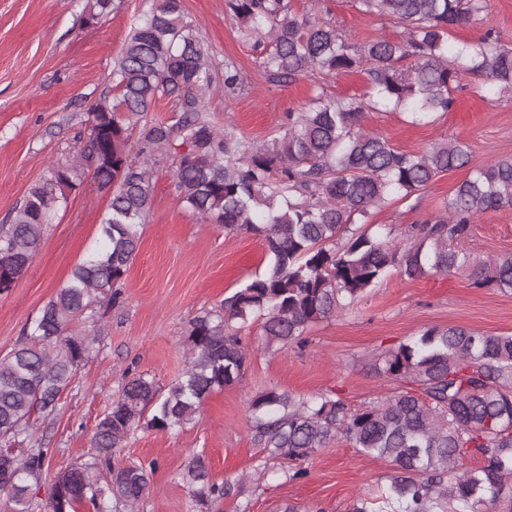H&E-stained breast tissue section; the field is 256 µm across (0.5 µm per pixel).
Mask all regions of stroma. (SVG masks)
<instances>
[{
  "label": "stroma",
  "mask_w": 512,
  "mask_h": 512,
  "mask_svg": "<svg viewBox=\"0 0 512 512\" xmlns=\"http://www.w3.org/2000/svg\"><path fill=\"white\" fill-rule=\"evenodd\" d=\"M90 0H0V220L21 200L50 163L71 157L86 131L87 113L111 83V73L147 0H112L96 26L84 17ZM209 50L215 82L205 104L217 128L240 137L273 135L324 88L328 95L358 97L367 91L361 72L311 74L286 86L271 85L253 62L248 42L224 12V0H183ZM330 16L350 37L364 41L402 33L400 24L359 14L353 0H325ZM512 46V0H490L486 21L454 28L451 43L480 44L487 29ZM233 59L247 88L224 95V61ZM451 111L417 121L401 112L366 113L362 127L403 151L419 152L444 140L465 143L474 163L512 159V91L494 92L481 77L465 75ZM175 166L162 159L139 252L119 306L96 308L84 329H97L100 344L78 368L58 414L38 435L53 448L51 472L86 460L91 436L126 371L149 374L165 387L187 365V328L202 310L262 273L267 264L260 237L210 224L181 206L173 186ZM470 167L436 177L408 198L371 209L372 232L404 239L411 226L437 214ZM110 194L87 186L71 194L47 236L8 292L0 294V355L18 343L24 328L55 296L98 237ZM478 260L512 254V209L490 211L460 243ZM462 327L512 335V291L472 287L466 274L429 275L413 282L388 274L357 302L309 326L305 346H266L259 324L243 328L248 370L242 381L211 393L192 424L175 432L141 430L128 441L131 460L157 461L153 494L139 512H350L357 497L376 496L391 472L388 463L359 453L344 438L312 456L309 477L287 483L264 468L252 441L248 402L277 387L300 397L336 393L359 410L396 391L398 384L372 368L376 355L430 328ZM204 454L213 477L245 479L243 494L196 504L178 479L189 459Z\"/></svg>",
  "instance_id": "obj_1"
}]
</instances>
